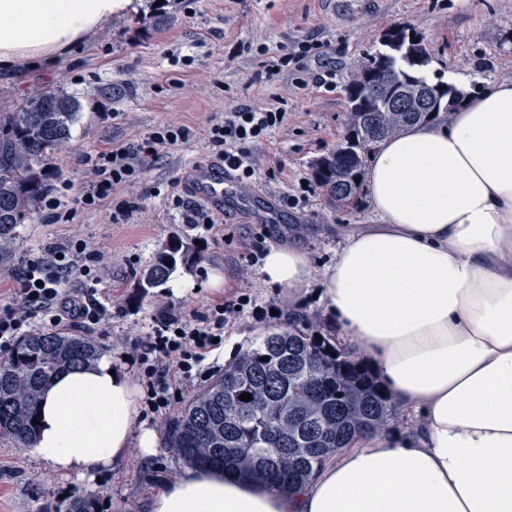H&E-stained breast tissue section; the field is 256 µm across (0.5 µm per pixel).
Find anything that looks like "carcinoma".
<instances>
[{
	"label": "carcinoma",
	"instance_id": "1",
	"mask_svg": "<svg viewBox=\"0 0 512 512\" xmlns=\"http://www.w3.org/2000/svg\"><path fill=\"white\" fill-rule=\"evenodd\" d=\"M416 56L379 53L361 68L348 87L352 104L345 139L357 148L337 150L318 160L313 177L329 203H357L371 150L368 131L378 141L410 127L449 115L465 93L443 86L448 102L436 112H392L362 95L366 76L377 83L417 79L414 69L428 63L420 40L401 31ZM78 101L58 92L40 91L11 112L0 113V261L13 252L17 227L35 212L49 178L47 161L71 139L79 119ZM194 248L179 237L169 240L144 270L139 288L157 296L171 275L193 261ZM335 355H330V352ZM102 347L91 336L33 333L22 337L0 358V438L20 448L37 439L39 404L45 385L64 369L97 361ZM369 367L336 342L306 328L271 331L224 366L194 393L167 425L169 445L199 468H216L286 493L307 483L349 437L358 431L387 429L394 412L390 394ZM248 392L249 401L239 396ZM55 512H97L95 502L78 495Z\"/></svg>",
	"mask_w": 512,
	"mask_h": 512
}]
</instances>
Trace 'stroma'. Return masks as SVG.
I'll return each mask as SVG.
<instances>
[{"mask_svg":"<svg viewBox=\"0 0 512 512\" xmlns=\"http://www.w3.org/2000/svg\"><path fill=\"white\" fill-rule=\"evenodd\" d=\"M395 25L420 37L429 57L422 71L428 83L455 74L477 94L496 79L512 77V0H133L130 11L113 16L71 55L1 74L0 113L41 90L79 102L71 140L50 161L53 181H67L78 191L90 179L84 155L137 145L167 124L188 127L192 136L146 158L140 177L118 188L111 204L75 209L58 224L45 223L37 213L20 225L14 269L0 272V303L12 299L14 270L24 259L48 246L85 241L104 257L96 297L106 316L92 336L137 385L143 379L130 364L133 346L166 315L189 318L248 293L257 305L280 309L279 327H325L320 282L298 289L268 285L259 266L248 262V246L299 239L320 271L334 261L342 231L376 223L366 198L350 207L329 205L312 167L342 142L346 88L382 52L383 35ZM310 39L321 45L318 56L266 75L263 52ZM326 70L332 73L329 85L316 83L315 74ZM243 104L281 108L286 118L252 146L255 181L242 188L235 207L211 211V223H188L172 198L185 195L197 166L212 160L206 138L211 121ZM254 195L266 199L270 214L251 203ZM287 197L294 206L284 205ZM125 201L134 202L135 210L113 223L114 205ZM175 236L198 242L193 266L178 269L161 295H143V271ZM218 277L225 282L219 289ZM267 327L249 312L233 319L205 366L226 365ZM187 467L167 446L149 459L132 447L88 484L0 439V512H53L68 487L109 503L108 512H147L150 497Z\"/></svg>","mask_w":512,"mask_h":512,"instance_id":"1","label":"stroma"}]
</instances>
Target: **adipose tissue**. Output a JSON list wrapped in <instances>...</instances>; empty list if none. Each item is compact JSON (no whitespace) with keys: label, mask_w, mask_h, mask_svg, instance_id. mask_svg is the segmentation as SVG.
I'll list each match as a JSON object with an SVG mask.
<instances>
[{"label":"adipose tissue","mask_w":512,"mask_h":512,"mask_svg":"<svg viewBox=\"0 0 512 512\" xmlns=\"http://www.w3.org/2000/svg\"><path fill=\"white\" fill-rule=\"evenodd\" d=\"M131 5L0 0V66L69 55ZM367 189L378 221L342 234L320 299L418 423L354 434L286 495L188 469L150 512H512V78L381 143ZM260 273L295 288L313 268L298 243H273ZM137 396L108 357L61 372L43 392L31 455L83 480L131 446L155 456Z\"/></svg>","instance_id":"adipose-tissue-1"}]
</instances>
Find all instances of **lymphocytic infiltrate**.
I'll list each match as a JSON object with an SVG mask.
<instances>
[{
	"label": "lymphocytic infiltrate",
	"mask_w": 512,
	"mask_h": 512,
	"mask_svg": "<svg viewBox=\"0 0 512 512\" xmlns=\"http://www.w3.org/2000/svg\"><path fill=\"white\" fill-rule=\"evenodd\" d=\"M284 118L285 113L279 108L236 107L225 113L222 122L210 127L209 146L238 183L249 184L256 173L251 145L280 127ZM189 136L188 128L163 126L137 146L86 156L83 163L93 176L89 188L76 194L70 183H57L41 201L45 219L53 224L69 220L68 204L73 199L87 209L104 206L118 186L139 177L146 158ZM96 259V254L88 252L86 244L78 241L71 246L68 257H59L57 248L51 246L46 254L25 260L13 301L0 306V350L11 348L28 335L35 318L53 328L98 325L105 309L94 291L97 274L92 263ZM73 276L82 278L87 288L83 298H71L63 288L64 282ZM246 307L252 308L257 316L269 315L268 310L253 306L251 297L243 294L190 320L168 315L156 322L150 336L136 345L132 356L146 380V403L153 411L169 408L178 383L200 375L206 353L214 350L215 340L223 338L225 326L236 317L238 309Z\"/></svg>",
	"instance_id": "lymphocytic-infiltrate-1"
}]
</instances>
